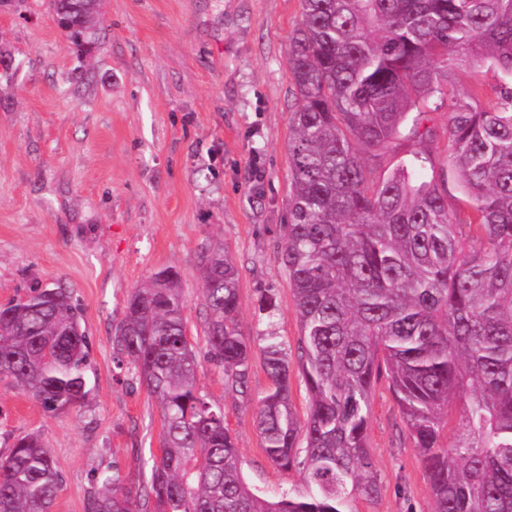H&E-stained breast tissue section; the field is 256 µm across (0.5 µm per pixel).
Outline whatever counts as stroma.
<instances>
[{"mask_svg":"<svg viewBox=\"0 0 512 512\" xmlns=\"http://www.w3.org/2000/svg\"><path fill=\"white\" fill-rule=\"evenodd\" d=\"M301 0H101L91 58L52 20L50 0L0 6V305L61 283L90 347L83 406L48 413L0 380V452L38 431L61 481L52 512H88L103 474L139 487L160 448L161 413L114 345L130 292L180 273L197 388L224 408L247 483L274 497L297 473L272 465L256 424L271 382L253 349L244 391L206 355L201 258L224 243L239 270L245 335L290 347L291 403L305 419L300 324L279 260L288 217V44ZM277 294L274 316L259 310ZM367 446L381 487L355 512H434L422 461L392 391L371 396Z\"/></svg>","mask_w":512,"mask_h":512,"instance_id":"35a3bbf8","label":"stroma"}]
</instances>
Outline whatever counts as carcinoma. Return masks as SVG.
I'll return each mask as SVG.
<instances>
[{"mask_svg": "<svg viewBox=\"0 0 512 512\" xmlns=\"http://www.w3.org/2000/svg\"><path fill=\"white\" fill-rule=\"evenodd\" d=\"M288 45L294 108L285 244L310 397L289 402L285 342L259 340L271 386L257 426L270 461L298 482L273 499L246 482L224 408L197 390L174 267L129 295L115 333L162 412V448L139 491L111 476L90 512H352L376 498L371 395L386 377L424 465L435 512H512V0H301ZM83 57L98 0H51ZM493 73L464 97L454 67ZM445 110L442 129L431 114ZM447 140L436 160L429 145ZM382 151L399 162L377 175ZM453 175L468 211L456 208ZM239 273L224 245L202 256L210 360L245 387L253 340L239 323ZM88 341L57 284L0 307V379L47 412L88 394ZM460 415L448 441L450 411ZM305 447L298 448V436ZM60 491L36 434L0 455V512H50Z\"/></svg>", "mask_w": 512, "mask_h": 512, "instance_id": "1", "label": "carcinoma"}]
</instances>
